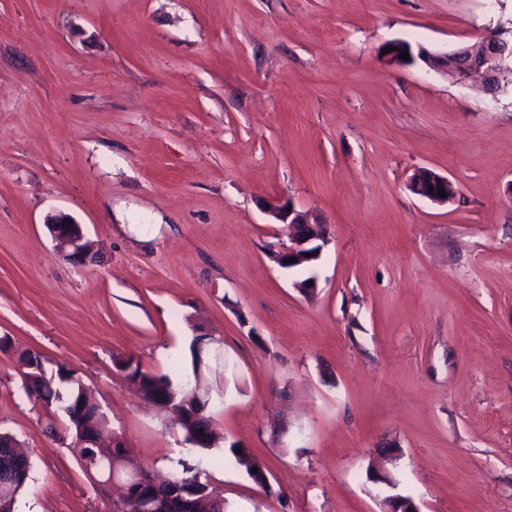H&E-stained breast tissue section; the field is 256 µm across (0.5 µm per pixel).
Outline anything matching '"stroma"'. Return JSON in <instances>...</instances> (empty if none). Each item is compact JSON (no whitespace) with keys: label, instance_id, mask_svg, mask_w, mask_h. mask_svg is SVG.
Segmentation results:
<instances>
[{"label":"stroma","instance_id":"obj_1","mask_svg":"<svg viewBox=\"0 0 512 512\" xmlns=\"http://www.w3.org/2000/svg\"><path fill=\"white\" fill-rule=\"evenodd\" d=\"M500 29L512 0H0V430L32 463L18 512L118 495L25 392L23 351L74 371L137 465L203 458L226 512H382L394 492L512 512V84L384 55ZM420 167L456 199L411 193ZM271 202L327 225L317 260L269 259L289 234ZM54 211L93 261L56 253ZM199 327L206 450L113 364L180 382Z\"/></svg>","mask_w":512,"mask_h":512}]
</instances>
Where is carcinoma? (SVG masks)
<instances>
[{
  "instance_id": "cac0c4a2",
  "label": "carcinoma",
  "mask_w": 512,
  "mask_h": 512,
  "mask_svg": "<svg viewBox=\"0 0 512 512\" xmlns=\"http://www.w3.org/2000/svg\"><path fill=\"white\" fill-rule=\"evenodd\" d=\"M203 337H195L190 345L193 380L175 386L163 376L141 369L131 358L115 357V367L125 376L140 384L143 398L150 402L157 400L170 405L181 419L179 424L185 432V439L194 446L208 449L217 445L220 436L215 432L213 420L206 415L209 401H200L198 391V351ZM17 362L25 368V384L29 395L46 405L57 406V410L70 416L68 432L72 437L69 448L77 458L86 477L95 485L110 481L113 476L125 475L130 464L131 449L125 440L110 432L103 412L90 401L81 380L73 371L60 366L52 376H47L39 356L31 351L17 354ZM20 443L12 434L0 432V512H16L19 495L30 476L31 464L27 455L18 451ZM230 446L237 463L247 473L261 467L246 449L235 452ZM205 474L201 459L179 458L171 461L169 474L171 484L190 504L183 512H225V502H212L214 488L202 479Z\"/></svg>"
}]
</instances>
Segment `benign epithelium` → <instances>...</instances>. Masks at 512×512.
<instances>
[{"instance_id": "1", "label": "benign epithelium", "mask_w": 512, "mask_h": 512, "mask_svg": "<svg viewBox=\"0 0 512 512\" xmlns=\"http://www.w3.org/2000/svg\"><path fill=\"white\" fill-rule=\"evenodd\" d=\"M429 67L450 76L456 81H465L473 75L481 78L485 90L495 94L502 87L505 73L512 69V31L497 30L475 42L460 46L449 52L427 53ZM410 191L437 204L454 200L457 188L448 177L429 168L417 169L409 178ZM446 196H438V188ZM269 213L278 224H287L293 229L289 243L270 253V259L282 268L305 266L316 260L328 243L325 225L310 222L307 213L285 205L273 204ZM46 227L55 243L56 252L77 261L93 257V243L87 238L82 225L72 216L57 212L47 216ZM130 478L123 480L122 496L118 504L129 501L127 512H164L156 506L158 498L145 493L149 487H157L159 480L148 471L128 470ZM386 512H421L419 505L407 496L395 495L389 499Z\"/></svg>"}]
</instances>
